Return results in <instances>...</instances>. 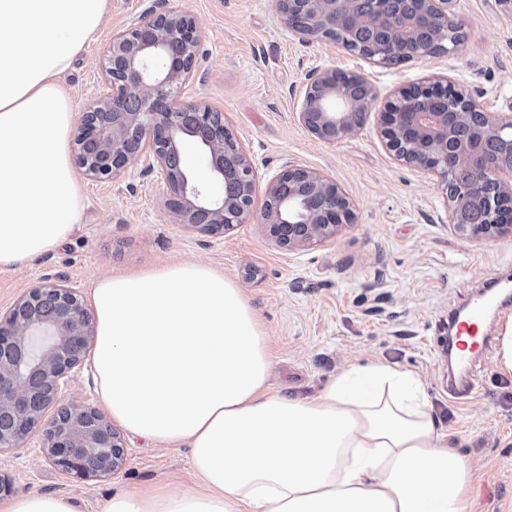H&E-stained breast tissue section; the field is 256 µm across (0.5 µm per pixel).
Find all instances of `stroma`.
I'll list each match as a JSON object with an SVG mask.
<instances>
[{
  "label": "stroma",
  "instance_id": "obj_1",
  "mask_svg": "<svg viewBox=\"0 0 512 512\" xmlns=\"http://www.w3.org/2000/svg\"><path fill=\"white\" fill-rule=\"evenodd\" d=\"M151 0H108L100 30L82 46L62 86L75 112L102 90L99 60L113 32L127 28ZM202 27L199 70L182 98L223 113L256 173L255 211L284 165L333 179L355 205L354 223L302 250L270 239L256 220L208 235L174 223L160 171L138 161L117 180L82 179L84 222L55 253L0 271V310L47 276L90 301L109 271L197 261L242 290L268 339L272 389L310 396L349 364L387 363L416 374L448 435L449 447L476 471L469 512H512V376L488 350L471 370L474 388L449 396L448 311L478 300L484 282L512 275V234L466 238L447 220L435 176L396 162L375 117L355 135L322 141L299 120L306 78L336 68L365 77L379 96L444 74L489 113L512 110V0H454L466 35L448 54L377 66L340 44L303 40L284 25L275 0H169ZM124 460L112 475L82 479L42 453L34 429L18 448L0 452V476L12 485L1 501L26 493L62 494L79 512H101L118 491L151 484L201 489L188 448L122 433Z\"/></svg>",
  "mask_w": 512,
  "mask_h": 512
}]
</instances>
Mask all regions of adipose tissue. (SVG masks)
<instances>
[{
	"label": "adipose tissue",
	"instance_id": "1",
	"mask_svg": "<svg viewBox=\"0 0 512 512\" xmlns=\"http://www.w3.org/2000/svg\"><path fill=\"white\" fill-rule=\"evenodd\" d=\"M107 0H0V270L54 253L82 221L61 84ZM93 367L112 420L183 445L205 492H120L102 512H468L473 475L411 372L343 369L316 395L268 385L244 293L193 262L92 287Z\"/></svg>",
	"mask_w": 512,
	"mask_h": 512
}]
</instances>
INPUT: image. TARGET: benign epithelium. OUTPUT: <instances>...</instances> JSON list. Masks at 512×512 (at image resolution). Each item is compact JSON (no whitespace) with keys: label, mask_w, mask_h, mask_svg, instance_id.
Returning <instances> with one entry per match:
<instances>
[{"label":"benign epithelium","mask_w":512,"mask_h":512,"mask_svg":"<svg viewBox=\"0 0 512 512\" xmlns=\"http://www.w3.org/2000/svg\"><path fill=\"white\" fill-rule=\"evenodd\" d=\"M453 0H277L288 30L327 40L381 66L453 52L462 41ZM201 25L154 0L112 34L100 62L107 92L82 113L74 160L94 181H112L145 156L170 189L174 223L219 234L253 215L256 176L222 113L181 88L198 70ZM366 79L334 69L308 76L299 116L322 141L354 135L376 109ZM389 154L438 178L448 223L464 237L512 232V111L493 115L439 75L391 94L377 112ZM355 220L354 204L329 177L287 164L266 189L258 217L281 246L297 249ZM95 336L79 294L56 276L0 316V451L18 448L56 402ZM42 452L82 478L119 468L124 446L106 417L71 404L43 431Z\"/></svg>","instance_id":"7a95c632"}]
</instances>
